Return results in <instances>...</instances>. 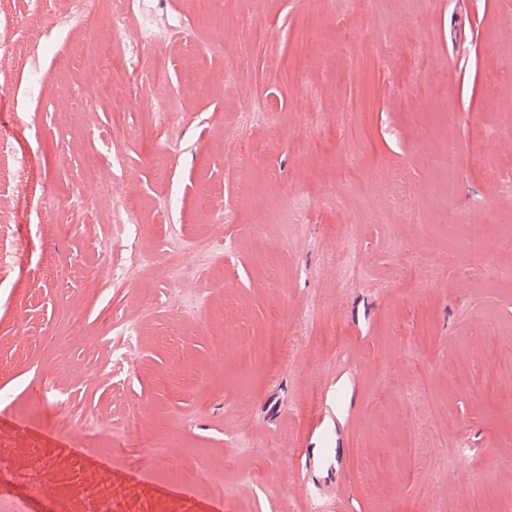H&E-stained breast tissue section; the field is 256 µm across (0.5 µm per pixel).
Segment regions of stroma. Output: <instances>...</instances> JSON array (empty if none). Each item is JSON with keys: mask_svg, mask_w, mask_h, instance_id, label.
<instances>
[{"mask_svg": "<svg viewBox=\"0 0 512 512\" xmlns=\"http://www.w3.org/2000/svg\"><path fill=\"white\" fill-rule=\"evenodd\" d=\"M149 8L158 27L183 26L139 46L172 63L154 91L125 64L107 5L73 29L70 0H0V505L37 488V512L105 500L208 512L207 483L176 493L165 478L207 462L231 487L222 512H292L311 493L341 512H431L434 497L446 512H501L512 291L494 280L512 251L449 264L413 208L486 224L493 242L512 222V0H237L222 18L207 0ZM228 67L235 79L214 86ZM260 97L276 122L244 124ZM163 99L177 123L148 130ZM247 140L244 167L229 154ZM450 146L447 178L436 160ZM100 180L136 209L143 247L191 236L226 252L176 285L161 261L112 287L107 267L130 253L101 248ZM396 180L412 208L393 204ZM168 194L169 212L157 207ZM301 196L311 207L287 221ZM349 236L361 250L346 269ZM175 298L198 299L193 318ZM120 315L143 322L124 373ZM319 448L339 451L333 484L306 470ZM244 467L253 480L240 484Z\"/></svg>", "mask_w": 512, "mask_h": 512, "instance_id": "35a3bbf8", "label": "stroma"}]
</instances>
